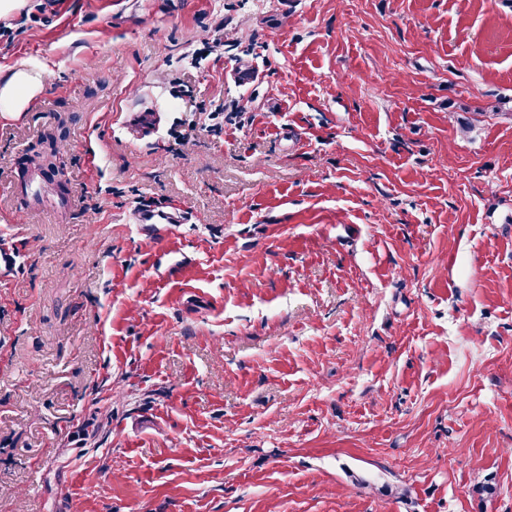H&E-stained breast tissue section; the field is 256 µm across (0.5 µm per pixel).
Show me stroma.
Segmentation results:
<instances>
[{
    "label": "stroma",
    "instance_id": "obj_1",
    "mask_svg": "<svg viewBox=\"0 0 512 512\" xmlns=\"http://www.w3.org/2000/svg\"><path fill=\"white\" fill-rule=\"evenodd\" d=\"M20 65L0 512H512V0H26ZM43 88L41 72L21 66L0 78V115L24 112ZM184 223V212L177 207L169 206L166 210H144L139 212L137 224H144L145 233L150 234L152 224H182Z\"/></svg>",
    "mask_w": 512,
    "mask_h": 512
}]
</instances>
